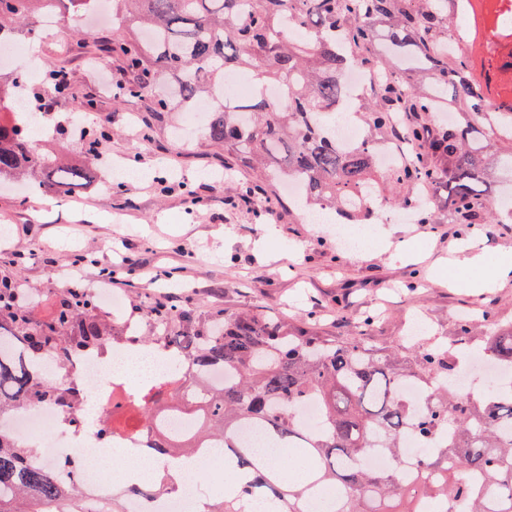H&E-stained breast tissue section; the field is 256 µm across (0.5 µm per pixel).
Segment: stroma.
I'll use <instances>...</instances> for the list:
<instances>
[{
    "instance_id": "35a3bbf8",
    "label": "stroma",
    "mask_w": 512,
    "mask_h": 512,
    "mask_svg": "<svg viewBox=\"0 0 512 512\" xmlns=\"http://www.w3.org/2000/svg\"><path fill=\"white\" fill-rule=\"evenodd\" d=\"M59 24L43 34L27 58L64 60L79 93L97 97L95 119L108 135L99 151L104 164L76 194H57L52 204L22 201L19 188L0 190V278L21 277L38 291L37 315L49 318L59 287L56 275L75 261L84 267L82 285L92 289L100 272L114 270L112 294L121 299L116 326L150 329L146 306L157 299L192 303L199 311L278 312L301 324L317 320L335 335L356 332L365 315L375 321L366 339L376 345L404 342L415 316L431 336L455 335L461 312H492L512 322V281L468 287L472 273L441 272L451 247L469 228L452 223L447 204L431 211L429 223L400 219L386 205L368 227L367 254L345 248L337 224H311L299 211L259 212L241 202L249 174L235 170L223 150L209 147L201 127L182 112L160 122L136 99H116L97 69L112 58L95 47L74 46L75 30L92 32L94 15L76 19L59 6ZM57 124L41 138L85 164L84 144L63 122L80 101H54ZM149 136L139 142V133ZM130 265H122L123 257Z\"/></svg>"
}]
</instances>
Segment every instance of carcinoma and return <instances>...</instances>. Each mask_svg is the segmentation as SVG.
<instances>
[{
	"mask_svg": "<svg viewBox=\"0 0 512 512\" xmlns=\"http://www.w3.org/2000/svg\"><path fill=\"white\" fill-rule=\"evenodd\" d=\"M62 0H0V38L20 40L39 29L43 10ZM112 36L98 42L132 75L116 95L143 101L159 120L167 112H192L209 103L205 139L224 148L259 181L250 199L270 210L288 205L308 213L333 211L356 224L371 219L362 195L394 189L393 203L427 223L415 188L447 193L456 224H500L487 172L512 170V13L489 0L496 37L479 73L462 50L448 51L459 28L463 0H111ZM355 69H382L393 77L361 98L365 138L344 146L336 120L344 106L342 79ZM251 74L255 91L228 102V75ZM287 96L273 102L268 88ZM72 94L60 62L42 86L23 72L0 73V102ZM394 140L405 149L395 167L379 163L377 145ZM95 159L74 165L30 147L28 127L0 128V184L28 181L40 191L67 193L89 182ZM33 290L17 279L0 280V421L22 403L53 405L69 416L85 391L74 380L46 378L43 363L68 369L74 357L102 354L114 339L112 320L91 292L73 286L57 296L53 315L33 314ZM155 329L133 335L183 364L182 386L165 401L151 400L117 417L118 427H138L147 447L172 457L190 456L224 439V454L251 470L239 486L224 488L210 512H246L253 495L288 512H306L310 495L338 491L329 512H425L424 505L464 503L466 512H512V384L483 393L458 391L461 363L475 351L512 370V325L491 318L457 321V339L441 346L388 347L362 337L324 336L314 325L298 328L275 314L241 311L200 320L195 308L163 302L148 306ZM221 367V386L208 373ZM428 388L414 404L401 387ZM320 405L318 425L302 427L298 408ZM191 413L192 428L174 434L168 416ZM259 426L277 448L306 464L307 480L253 447L239 429ZM413 436L429 451L409 456ZM385 454V469L357 461ZM35 448L0 429V512H36L44 498L83 512L75 461L39 467Z\"/></svg>",
	"mask_w": 512,
	"mask_h": 512,
	"instance_id": "carcinoma-1",
	"label": "carcinoma"
}]
</instances>
